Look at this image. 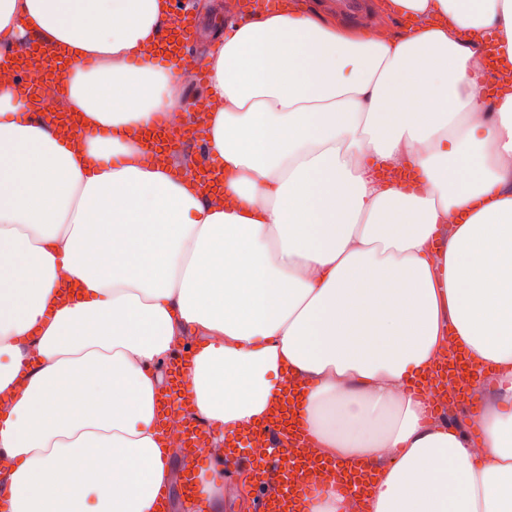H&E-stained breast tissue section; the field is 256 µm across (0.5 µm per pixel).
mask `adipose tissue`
Wrapping results in <instances>:
<instances>
[{
  "label": "adipose tissue",
  "instance_id": "obj_1",
  "mask_svg": "<svg viewBox=\"0 0 512 512\" xmlns=\"http://www.w3.org/2000/svg\"><path fill=\"white\" fill-rule=\"evenodd\" d=\"M416 24L349 34L296 4L210 30L202 154L149 161L186 117L149 51L172 0H0V61L65 46L59 129L0 75V493L11 512H155L172 480L159 367L191 340L192 412L262 423L288 375L318 454L364 463L307 512H512V0H389ZM95 66H88V59ZM478 438L408 390L449 347ZM29 373H22L23 365Z\"/></svg>",
  "mask_w": 512,
  "mask_h": 512
}]
</instances>
